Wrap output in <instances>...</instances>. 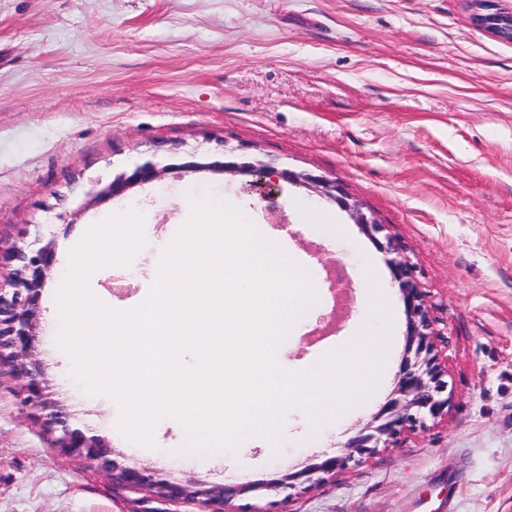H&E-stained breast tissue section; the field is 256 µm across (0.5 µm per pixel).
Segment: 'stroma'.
Wrapping results in <instances>:
<instances>
[{
  "label": "stroma",
  "mask_w": 512,
  "mask_h": 512,
  "mask_svg": "<svg viewBox=\"0 0 512 512\" xmlns=\"http://www.w3.org/2000/svg\"><path fill=\"white\" fill-rule=\"evenodd\" d=\"M473 12L471 0H0V247L56 236L34 356L70 427L159 478L237 486L338 454L392 397L406 315L389 253L307 187L177 168L189 152L236 147L335 181L385 225L416 268L448 384L441 417L307 493L243 494L236 512H413L420 497L431 512H512V42L475 26ZM148 160L168 173L89 204L96 184ZM207 195L240 208L316 285L315 317L278 347L282 368L348 345L371 319L372 289L389 306L371 394L316 431L290 410L278 450L249 434L233 451H192L167 422L153 446L130 444L116 403L85 393L54 342V294L87 225L130 208L144 218L129 267L90 282L125 310L149 288L189 198ZM336 261L349 286L339 317L327 280ZM20 391L0 360V512H196L143 501L60 456Z\"/></svg>",
  "instance_id": "1"
}]
</instances>
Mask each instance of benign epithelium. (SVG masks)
Returning a JSON list of instances; mask_svg holds the SVG:
<instances>
[{
	"label": "benign epithelium",
	"instance_id": "obj_1",
	"mask_svg": "<svg viewBox=\"0 0 512 512\" xmlns=\"http://www.w3.org/2000/svg\"><path fill=\"white\" fill-rule=\"evenodd\" d=\"M473 4L477 25L499 39H512V12L499 10L493 0H473ZM180 167L191 171L251 176L255 184L281 179L303 185L336 201L371 239H376V233L382 230V225L367 215L357 202L349 199L335 182L321 176L288 168L277 169L260 160L247 161L233 150L224 151L220 160L190 161L180 164ZM167 170L169 167H159L149 161L137 165L100 189L91 202H109L141 184L160 179ZM55 247L56 240L51 238L30 251L17 247L0 249V265L17 264L14 279L6 284L0 283V352L9 350L15 359V372L22 380L21 406L44 411V424L48 429L62 427L54 448L63 455L86 460L110 472L112 481L124 489L175 502L193 501L198 506L197 512H234L232 502L242 494L308 490L326 477L336 475L350 463H360L377 449L389 447L405 427L428 417L435 419L448 409V398L444 397L447 382L442 380V369L437 362L434 330L428 317L425 294L417 283L414 265L388 237L385 250L393 255L389 264L398 283L407 320L406 347L393 397L370 422L348 439L344 455L326 457L308 468L284 474L266 484L246 486H203L191 481L170 483L157 478V473L148 467L122 466L110 458L111 449L104 440L67 426L66 412L47 397L40 364L32 359L39 298L52 272Z\"/></svg>",
	"mask_w": 512,
	"mask_h": 512
}]
</instances>
